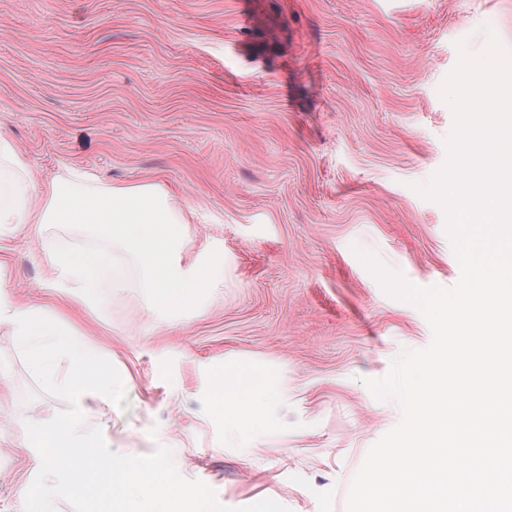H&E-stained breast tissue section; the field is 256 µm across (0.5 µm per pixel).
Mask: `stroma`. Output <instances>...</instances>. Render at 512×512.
I'll return each instance as SVG.
<instances>
[{
  "mask_svg": "<svg viewBox=\"0 0 512 512\" xmlns=\"http://www.w3.org/2000/svg\"><path fill=\"white\" fill-rule=\"evenodd\" d=\"M490 32L512 50V0H0V132L28 165L162 185L196 217L188 254L224 260L223 288L187 298L171 327L130 273L73 299L67 327L124 381L87 422L112 451L165 445L231 508L345 512L368 449L400 419L364 381L431 340L353 248L413 285L457 283L446 213L417 188L455 124L439 88ZM46 241L97 240L55 224L41 241L0 235V282L51 309L59 291L37 286ZM66 373H36L0 326V512H23L40 468L25 424L67 410ZM268 376L278 389L240 447L221 395Z\"/></svg>",
  "mask_w": 512,
  "mask_h": 512,
  "instance_id": "stroma-1",
  "label": "stroma"
}]
</instances>
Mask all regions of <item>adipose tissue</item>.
I'll list each match as a JSON object with an SVG mask.
<instances>
[{
    "mask_svg": "<svg viewBox=\"0 0 512 512\" xmlns=\"http://www.w3.org/2000/svg\"><path fill=\"white\" fill-rule=\"evenodd\" d=\"M75 226L111 240L134 265L139 287L162 307L180 303L188 288H215L223 281L221 268L208 260H186L183 245L187 219L163 187L142 184L104 190L82 172L69 179L39 183L11 141L0 134V231L40 232L42 225ZM46 287L68 285L93 290L103 279L120 285L124 269L110 265L103 251H59L46 246ZM11 335L34 344L37 368L46 357L64 358L79 375L66 385L70 408L47 419L35 439L45 449L48 466L66 469L77 464V448L86 438L81 426L91 403L112 399V381L102 377L86 350L53 315L41 308L15 302L0 291V323ZM258 407L247 391L229 392L224 398V424L237 434L241 447L252 445L247 416Z\"/></svg>",
    "mask_w": 512,
    "mask_h": 512,
    "instance_id": "1",
    "label": "adipose tissue"
}]
</instances>
